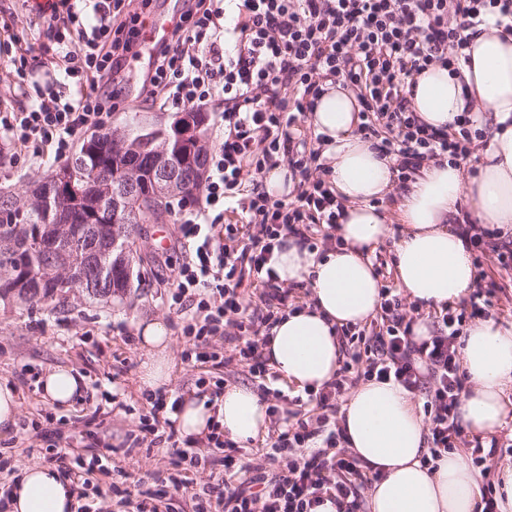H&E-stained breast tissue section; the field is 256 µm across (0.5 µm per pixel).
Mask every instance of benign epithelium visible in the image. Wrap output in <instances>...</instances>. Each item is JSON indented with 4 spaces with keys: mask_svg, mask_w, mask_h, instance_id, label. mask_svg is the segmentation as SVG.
<instances>
[{
    "mask_svg": "<svg viewBox=\"0 0 512 512\" xmlns=\"http://www.w3.org/2000/svg\"><path fill=\"white\" fill-rule=\"evenodd\" d=\"M205 124L204 114L196 111L175 117L167 126H141L144 135L140 140L148 142V166L130 164L119 177L100 171L96 193L76 192L67 172L35 185L29 203L34 211L52 216L54 221L43 225V235L36 237L40 273L32 287L40 290L62 285L85 290L110 286L98 250L86 251L81 273L69 266L65 250L84 239L91 224H155L165 206L190 192L197 193L209 154ZM110 151L132 155L139 152V146L127 129L116 127L112 129ZM75 203L90 216L89 224L71 223L65 208Z\"/></svg>",
    "mask_w": 512,
    "mask_h": 512,
    "instance_id": "1",
    "label": "benign epithelium"
}]
</instances>
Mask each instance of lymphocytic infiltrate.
<instances>
[{
  "label": "lymphocytic infiltrate",
  "mask_w": 512,
  "mask_h": 512,
  "mask_svg": "<svg viewBox=\"0 0 512 512\" xmlns=\"http://www.w3.org/2000/svg\"><path fill=\"white\" fill-rule=\"evenodd\" d=\"M124 5L83 0L78 8L70 0H48L51 21L67 18L84 47L83 57L64 55L66 73L80 77L78 89L1 116L0 127L20 152L66 159L78 134L102 127L118 108L126 62L141 56L147 59L140 87L145 101L176 111L222 102L224 140L210 156L204 200L178 213L180 245L190 258L174 276L171 301L196 363H234L264 381L272 373L263 350L292 295L272 267L277 240L293 235L311 244L313 225L337 224L343 210L321 148L295 134L300 117L325 81L340 82L355 88L362 105L358 132L392 162L399 183L432 160L466 166L480 131L471 129L465 113L445 129L422 122L409 99L413 77L434 63L458 65L469 31L488 21L512 28V0H237L230 28L218 0H185L167 37L147 55L139 18L125 16ZM283 157L298 180L290 201L263 188L266 172ZM233 202L240 221L228 224L224 213ZM455 229L475 258L495 253L499 271L512 272V245L496 242L467 213ZM247 282L259 287V306L245 303ZM381 296V313L369 325L338 329L352 350L349 360L322 388L293 396L292 422L253 457L219 425L205 438L215 459L190 451L177 436V400L159 390L146 394L141 430L166 443L174 490L188 487L187 471L209 470L207 487L193 495V512H314L327 500L338 512H359L367 478L360 460L344 449L336 415L345 392L362 380L392 381L423 395L429 440L423 467L435 468L463 442L462 314L442 310L436 331L419 339L392 288L382 287ZM228 326L235 344L226 356L210 350L209 339ZM274 462L280 470H271Z\"/></svg>",
  "instance_id": "f902f5d3"
}]
</instances>
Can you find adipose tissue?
Instances as JSON below:
<instances>
[{
	"label": "adipose tissue",
	"instance_id": "ef3b65f1",
	"mask_svg": "<svg viewBox=\"0 0 512 512\" xmlns=\"http://www.w3.org/2000/svg\"><path fill=\"white\" fill-rule=\"evenodd\" d=\"M470 62L456 73L438 64L414 77L411 104L434 128L452 124L471 112L476 127L489 139L481 148L475 174L448 164L422 166L398 196L392 210L377 208L395 182L389 160L372 141L356 135L359 105L339 84H326L309 114L315 134L324 136L323 154L331 165V182L344 205L335 234L340 247L308 251L286 236L274 251L273 267L281 285L307 282L310 301L304 310L286 314L273 330L269 364L297 388H321L331 381L341 357L337 326L360 324L380 309L381 283L368 256L383 241L391 224H403L395 244L396 279L409 301L442 308L460 302L476 281V269L464 240L450 224L460 205L472 220L512 228V29L495 24L471 35ZM146 353L141 383L156 389L168 384L173 370L169 329L156 319L138 325ZM462 369L469 389L461 398L460 418L470 430L494 433L502 426L512 400V328L494 319L464 327ZM51 403L68 406L83 393L82 377L56 368L40 379ZM239 442L266 435L267 406L252 388L225 387L217 407L185 398L178 414L183 437H201L213 422ZM340 425L348 447L375 480L369 512H480L481 478L469 458L449 452L435 470L421 468L426 448L425 419L411 394L395 383L368 381L348 397ZM77 488L51 465L23 467L11 485L8 512H75Z\"/></svg>",
	"mask_w": 512,
	"mask_h": 512
}]
</instances>
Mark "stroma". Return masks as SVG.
<instances>
[{
    "label": "stroma",
    "mask_w": 512,
    "mask_h": 512,
    "mask_svg": "<svg viewBox=\"0 0 512 512\" xmlns=\"http://www.w3.org/2000/svg\"><path fill=\"white\" fill-rule=\"evenodd\" d=\"M17 34L22 43L14 42ZM22 48L34 67L25 82L10 62ZM64 49L78 53L82 46L65 28L39 15L35 0H0V113L22 111L45 94L71 91L73 81L60 56ZM142 69L139 62L127 67L123 102L110 126L125 125L134 116L145 123L170 120V112L138 96ZM14 153L0 129V188L26 193L55 168L51 160L18 159ZM177 218L171 211L159 223L143 225L129 286L111 302L91 299L80 290L68 293L57 307L0 300V379L15 386L20 403L19 427L0 436V465L16 473L32 464L63 470L99 460L105 472L88 488L86 498L93 512H108L117 487L134 494L145 489L169 494L172 512H190L188 494L173 492L167 480L165 445L149 446L137 439L139 417L147 411L140 381L144 353L134 339L138 323L161 318L168 325L176 363L166 387L169 394L194 393L202 376L258 386L239 369L200 368L183 359L190 342L169 299L174 272L188 257L173 247L181 236ZM58 366L70 367L84 379L82 398L73 406L58 407L42 397L39 376Z\"/></svg>",
    "instance_id": "obj_1"
}]
</instances>
